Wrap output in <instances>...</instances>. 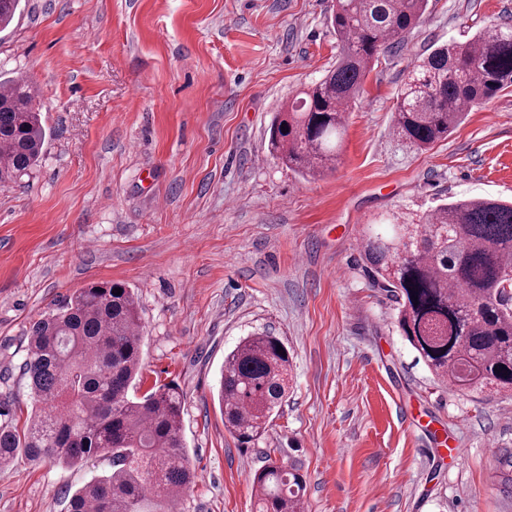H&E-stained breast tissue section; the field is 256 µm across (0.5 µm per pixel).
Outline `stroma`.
<instances>
[{"label":"stroma","mask_w":512,"mask_h":512,"mask_svg":"<svg viewBox=\"0 0 512 512\" xmlns=\"http://www.w3.org/2000/svg\"><path fill=\"white\" fill-rule=\"evenodd\" d=\"M334 3L26 0L0 30V81L34 86L47 131L30 176L0 183V399L24 426L31 324L89 282H122L142 318L137 394L173 381L185 396L197 478L176 512H256L270 451L303 475V512H512V396L434 381L358 244L392 213L512 200V86L426 151L390 134L413 62L512 26V0H429L368 73L335 170L312 178L272 155L269 128L335 65ZM255 331L285 343L291 376L245 447L217 392ZM111 468L0 467V512H66Z\"/></svg>","instance_id":"stroma-1"}]
</instances>
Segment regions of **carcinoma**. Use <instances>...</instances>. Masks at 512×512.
Instances as JSON below:
<instances>
[{
	"instance_id": "cac0c4a2",
	"label": "carcinoma",
	"mask_w": 512,
	"mask_h": 512,
	"mask_svg": "<svg viewBox=\"0 0 512 512\" xmlns=\"http://www.w3.org/2000/svg\"><path fill=\"white\" fill-rule=\"evenodd\" d=\"M21 8L22 0H0V29ZM427 8L428 0H336V67L301 90L270 127L283 164L311 177L332 169L348 106L387 44L415 28ZM511 85L512 26L442 44L413 65L392 135L426 150L448 137L466 107ZM4 86L0 182L29 175L46 137L29 83L18 78ZM360 246L374 285L397 304L405 340L440 382L512 393V303L503 290L512 276V203L477 197L417 219L392 215L365 225ZM286 351L278 337L257 333L224 360V427L242 444L266 433L285 397ZM142 361L131 288L92 282L65 298L29 330L23 374L33 407L23 429L13 424L11 402L0 400V466L24 457L74 467L103 457L112 470L79 488L68 512H174L194 482L182 436L184 393L163 385L132 394ZM253 487L258 512H302V476L272 455Z\"/></svg>"
}]
</instances>
